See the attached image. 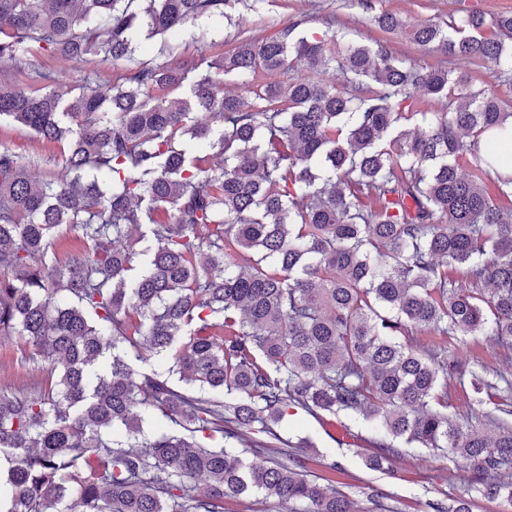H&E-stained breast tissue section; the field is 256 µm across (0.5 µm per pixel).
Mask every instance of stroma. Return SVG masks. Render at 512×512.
Masks as SVG:
<instances>
[{"instance_id":"stroma-1","label":"stroma","mask_w":512,"mask_h":512,"mask_svg":"<svg viewBox=\"0 0 512 512\" xmlns=\"http://www.w3.org/2000/svg\"><path fill=\"white\" fill-rule=\"evenodd\" d=\"M397 13L408 23L447 21L463 11L476 10L486 17L512 14V0H269L260 11L239 7L231 22L213 23L206 32L186 31L178 36L183 56L211 54V41L232 47L245 38L269 37L286 25L298 23L301 34L330 35L345 32L348 39L370 43L381 40L413 64L431 68L445 61L431 47L406 41L400 34L375 28L373 10ZM0 146L35 157L30 172L42 177L60 169L64 145L36 138L15 123L0 124ZM449 356L467 361L470 369L487 366L494 373L512 378V351L504 350L482 336H460L447 344ZM49 369L41 361L22 358L16 339L0 340V390L19 398L28 397L36 383L47 380ZM283 440L310 443L306 468L313 475H334L336 484L348 495L353 512H366L368 499L381 496L395 512H428L433 499L467 495L468 469L465 460L434 454L423 448L406 447L388 469L373 471L365 460L377 452L383 433L362 418L338 415L314 417L301 409L290 410L278 425Z\"/></svg>"}]
</instances>
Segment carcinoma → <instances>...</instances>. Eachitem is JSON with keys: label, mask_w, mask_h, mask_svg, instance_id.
Segmentation results:
<instances>
[{"label": "carcinoma", "mask_w": 512, "mask_h": 512, "mask_svg": "<svg viewBox=\"0 0 512 512\" xmlns=\"http://www.w3.org/2000/svg\"><path fill=\"white\" fill-rule=\"evenodd\" d=\"M248 1L265 2L0 0V62L14 69L0 120L67 143L62 168L38 180L0 148V335L51 375L24 400L0 392V502L224 512L225 497L258 494L294 512H352L305 474L297 448L273 447L293 407L377 422L387 441L374 470L415 443L464 458L475 491L512 502V409L460 427L448 414L458 368L443 357L455 336L512 350V214L499 206L512 176H491L506 160L479 150L512 125V104L474 88L470 72L489 63L512 82V14L410 29L395 13L372 16L384 33L435 45L455 72L292 25L105 75L135 61L141 41L229 21ZM35 48L103 70L74 88L44 72V87L26 89L17 75ZM293 63L338 67L348 90L257 82ZM228 77L244 92H225ZM418 94L442 109L410 131ZM186 134L201 141L193 151ZM64 224L85 249L50 261ZM457 267L464 284L448 279ZM419 334L417 347L400 340ZM158 358L163 372L147 368ZM469 387L479 404L496 389L479 371ZM152 413L172 430L146 432ZM226 438L265 463L224 450ZM428 507L471 512L461 497Z\"/></svg>", "instance_id": "1"}]
</instances>
